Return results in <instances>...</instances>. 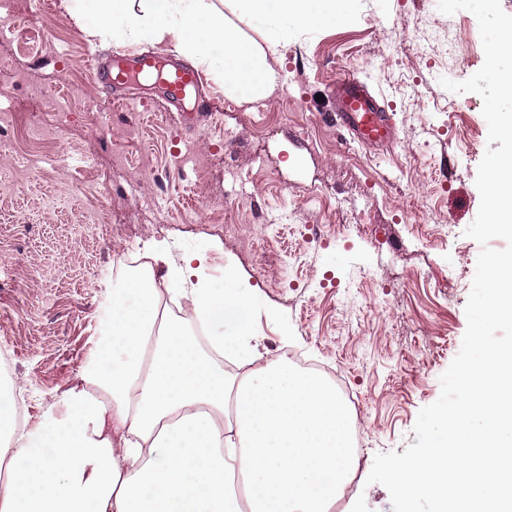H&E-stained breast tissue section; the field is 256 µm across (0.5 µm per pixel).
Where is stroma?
<instances>
[{
	"label": "stroma",
	"instance_id": "1",
	"mask_svg": "<svg viewBox=\"0 0 512 512\" xmlns=\"http://www.w3.org/2000/svg\"><path fill=\"white\" fill-rule=\"evenodd\" d=\"M58 2L13 0L30 32L9 36L0 59V101L22 77L49 131L0 154V352L29 423L94 350L114 260L164 241L207 255L216 287L232 272L250 289L263 355L289 349L342 371L361 400V476L376 454L404 452L461 348L481 250L465 231L480 205L483 100L440 83L482 67L475 15L354 0L346 21L292 35L270 99L237 102L206 75L205 109L183 127L144 90L115 105L91 56L117 45L87 39ZM345 72L385 95L392 143L360 145L331 121Z\"/></svg>",
	"mask_w": 512,
	"mask_h": 512
}]
</instances>
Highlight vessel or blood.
<instances>
[{
    "instance_id": "obj_1",
    "label": "vessel or blood",
    "mask_w": 512,
    "mask_h": 512,
    "mask_svg": "<svg viewBox=\"0 0 512 512\" xmlns=\"http://www.w3.org/2000/svg\"><path fill=\"white\" fill-rule=\"evenodd\" d=\"M97 83L105 85L114 103L126 104L133 91L150 81L159 90L158 101L183 126L194 123L197 108L188 106L192 89L197 88V73L178 63H161L149 53L133 56L116 55L112 59H95L93 64ZM336 101L334 118L350 138L362 145L379 146L391 142L396 130L385 112L380 94L364 81L347 75L333 91Z\"/></svg>"
}]
</instances>
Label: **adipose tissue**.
<instances>
[{"label":"adipose tissue","instance_id":"adipose-tissue-1","mask_svg":"<svg viewBox=\"0 0 512 512\" xmlns=\"http://www.w3.org/2000/svg\"><path fill=\"white\" fill-rule=\"evenodd\" d=\"M349 0H59L93 39L146 42L202 66L226 95L255 102L281 77L270 58L289 27L342 20ZM261 26L260 39L244 26ZM123 287L61 410L18 423L0 391V512H329L359 465L351 413L319 376L253 344L248 289L215 287L195 256L170 267L151 244ZM189 301L211 334L200 345L165 296ZM238 359L242 376L216 358Z\"/></svg>","mask_w":512,"mask_h":512}]
</instances>
